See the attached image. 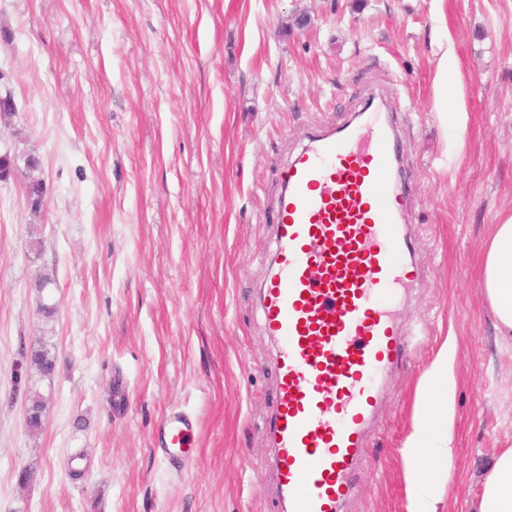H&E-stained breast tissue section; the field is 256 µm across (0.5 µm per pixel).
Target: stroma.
I'll return each mask as SVG.
<instances>
[{
    "label": "stroma",
    "mask_w": 512,
    "mask_h": 512,
    "mask_svg": "<svg viewBox=\"0 0 512 512\" xmlns=\"http://www.w3.org/2000/svg\"><path fill=\"white\" fill-rule=\"evenodd\" d=\"M443 58L461 133L435 106ZM374 94L421 277L347 512H408L417 389L449 340L456 455L437 512H469L512 448V342L477 278L512 213V0H0V97L16 107L0 155H38L46 184L36 219L25 170L0 181V512H278L258 292L282 170ZM38 346L51 378L30 365ZM174 409L199 427L180 464L158 438Z\"/></svg>",
    "instance_id": "1"
}]
</instances>
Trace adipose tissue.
I'll use <instances>...</instances> for the list:
<instances>
[{
	"mask_svg": "<svg viewBox=\"0 0 512 512\" xmlns=\"http://www.w3.org/2000/svg\"><path fill=\"white\" fill-rule=\"evenodd\" d=\"M479 283L503 338L512 337V216L493 225L482 249ZM454 357L451 346H443L424 383L417 391L421 408L406 441V482L409 512H434L438 483L425 470L428 461H451L452 434L450 399L452 386L448 364ZM473 512H512V448L500 453L482 481V491Z\"/></svg>",
	"mask_w": 512,
	"mask_h": 512,
	"instance_id": "1",
	"label": "adipose tissue"
}]
</instances>
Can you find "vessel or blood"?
I'll return each instance as SVG.
<instances>
[{
    "label": "vessel or blood",
    "mask_w": 512,
    "mask_h": 512,
    "mask_svg": "<svg viewBox=\"0 0 512 512\" xmlns=\"http://www.w3.org/2000/svg\"><path fill=\"white\" fill-rule=\"evenodd\" d=\"M391 126L314 134L289 160L276 204V269L260 310L276 343L274 401L258 431L282 512H343L403 341L383 300L416 280ZM164 448L187 452L192 420L169 412Z\"/></svg>",
    "instance_id": "obj_1"
}]
</instances>
